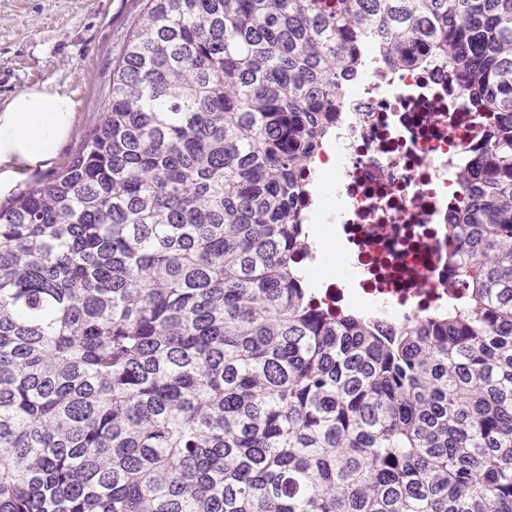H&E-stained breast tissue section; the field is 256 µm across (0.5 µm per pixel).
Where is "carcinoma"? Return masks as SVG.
Segmentation results:
<instances>
[{
    "label": "carcinoma",
    "instance_id": "obj_1",
    "mask_svg": "<svg viewBox=\"0 0 512 512\" xmlns=\"http://www.w3.org/2000/svg\"><path fill=\"white\" fill-rule=\"evenodd\" d=\"M371 52L496 117L460 298L396 321L290 258ZM0 512H512V0H148L72 161L0 207Z\"/></svg>",
    "mask_w": 512,
    "mask_h": 512
}]
</instances>
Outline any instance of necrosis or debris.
<instances>
[{
	"label": "necrosis or debris",
	"mask_w": 512,
	"mask_h": 512,
	"mask_svg": "<svg viewBox=\"0 0 512 512\" xmlns=\"http://www.w3.org/2000/svg\"><path fill=\"white\" fill-rule=\"evenodd\" d=\"M495 127L492 114L468 111L447 67L369 56L303 172L313 187L304 221L337 245L334 280L316 304L337 312L357 299L392 318L447 308L457 296L448 213L463 208L460 175Z\"/></svg>",
	"instance_id": "1"
}]
</instances>
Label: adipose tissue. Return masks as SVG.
<instances>
[{
    "instance_id": "ef3b65f1",
    "label": "adipose tissue",
    "mask_w": 512,
    "mask_h": 512,
    "mask_svg": "<svg viewBox=\"0 0 512 512\" xmlns=\"http://www.w3.org/2000/svg\"><path fill=\"white\" fill-rule=\"evenodd\" d=\"M74 105L59 88L43 84L16 93L0 108V186L17 167L55 157L72 124Z\"/></svg>"
}]
</instances>
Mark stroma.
Instances as JSON below:
<instances>
[{
	"label": "stroma",
	"mask_w": 512,
	"mask_h": 512,
	"mask_svg": "<svg viewBox=\"0 0 512 512\" xmlns=\"http://www.w3.org/2000/svg\"><path fill=\"white\" fill-rule=\"evenodd\" d=\"M146 0H0V107L24 88L51 83L75 102L70 131L47 167L0 188V205L52 179L71 161L112 89V69Z\"/></svg>",
	"instance_id": "35a3bbf8"
}]
</instances>
